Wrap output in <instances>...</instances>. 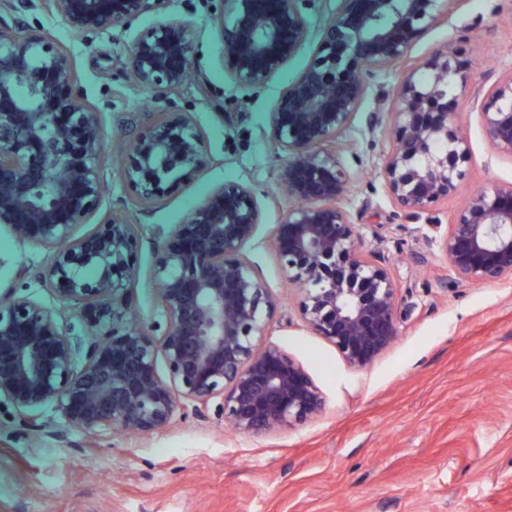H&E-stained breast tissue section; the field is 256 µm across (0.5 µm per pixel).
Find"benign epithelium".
I'll use <instances>...</instances> for the list:
<instances>
[{
    "label": "benign epithelium",
    "instance_id": "7a95c632",
    "mask_svg": "<svg viewBox=\"0 0 512 512\" xmlns=\"http://www.w3.org/2000/svg\"><path fill=\"white\" fill-rule=\"evenodd\" d=\"M76 33L140 30L121 69L161 101L186 84L194 26L168 14V0H11L0 19V224L15 239L49 253L39 273L63 302L81 306L75 331L28 296L0 295V400L32 428L52 404L64 422L107 437L149 435L168 427L178 403H217L244 436L281 431L317 418L325 400L303 365L265 344L274 303L245 257L263 204L248 184L230 180L210 192L184 223L159 232L155 276L166 328L156 335L130 297L143 245L123 212L161 203L209 163L205 136L187 112L158 109L130 141L120 167L128 200L103 208L104 146L97 108L83 98L66 48L24 18L34 2ZM280 0L260 13L252 0H224V74L236 88L260 89L301 51L312 53L269 115L271 139L287 162L278 175L291 205L276 228L278 258L296 290L303 325L357 370L374 364L400 333L399 288L353 223L347 208L360 173L342 154L366 76L402 68L390 111L393 147L379 167L402 212L433 210L456 194L469 145L453 127L448 102L468 67L442 48L409 66L416 39L465 0H341L312 32L301 4ZM485 139L512 157V73L480 102ZM84 224L95 230L76 234ZM438 247L467 284L512 279V185L481 191L456 208ZM167 377L158 373V360Z\"/></svg>",
    "mask_w": 512,
    "mask_h": 512
}]
</instances>
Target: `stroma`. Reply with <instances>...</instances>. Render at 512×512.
Listing matches in <instances>:
<instances>
[{
	"instance_id": "stroma-1",
	"label": "stroma",
	"mask_w": 512,
	"mask_h": 512,
	"mask_svg": "<svg viewBox=\"0 0 512 512\" xmlns=\"http://www.w3.org/2000/svg\"><path fill=\"white\" fill-rule=\"evenodd\" d=\"M221 0H169L170 15L194 21L192 68L212 95L187 85L175 108L190 112L207 137L211 163L157 206L131 212L151 228L179 224L208 190L224 181L252 186L263 222L245 249L274 302L271 343L299 360L321 389L313 421L246 437L215 409L178 406L171 425L149 436L103 438L67 426L53 407L34 433L0 403V512H512V280L469 285L449 271L436 240L462 197L512 184V157L488 143L473 91L483 75L512 71V0H465L414 43L412 63L440 47L470 59L466 86L455 89V125L470 147L456 196L411 216L396 209L374 165L393 145L389 121L367 132V112L398 72L370 79L365 104L346 137L351 170L366 165L349 204L399 286L406 316L395 344L372 366L351 368L336 349L303 327L276 255L274 230L287 212L278 188L286 161L269 138L266 116L288 77L305 65L300 53L258 92L224 81ZM43 32L68 51L81 89L98 108L108 184L104 208L120 206L125 187L117 153L124 135L153 122L156 102L118 69L136 30L81 35L59 17L39 14ZM156 247L144 239L132 290L147 326L164 323L153 279ZM49 260L44 248L16 241L0 226V291L37 299L80 325L83 310L60 302L33 277Z\"/></svg>"
}]
</instances>
